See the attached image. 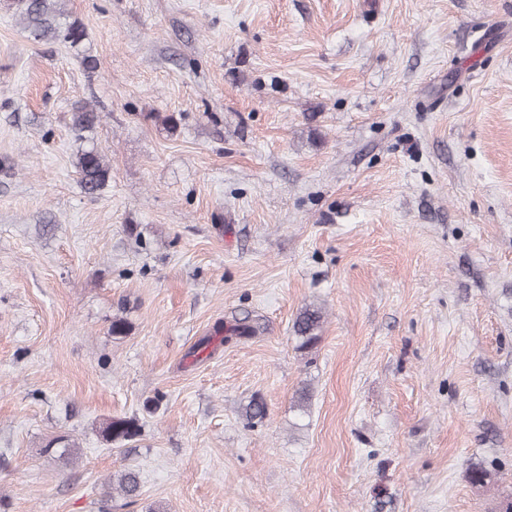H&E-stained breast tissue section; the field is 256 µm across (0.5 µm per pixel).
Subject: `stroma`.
<instances>
[{
  "label": "stroma",
  "mask_w": 512,
  "mask_h": 512,
  "mask_svg": "<svg viewBox=\"0 0 512 512\" xmlns=\"http://www.w3.org/2000/svg\"><path fill=\"white\" fill-rule=\"evenodd\" d=\"M63 5L76 51L0 0V512H101L130 464L125 512L512 496V0ZM98 116L81 103L74 109L72 127L77 140L83 142L76 153L75 168L84 192L90 196L99 194L111 178V171L95 144L84 135L95 127ZM86 143V144H84ZM323 313L318 307H305L294 321V332L300 341V348L307 349L319 339L318 330L321 328ZM139 433L140 427L134 418H112L101 428L103 439L118 447L133 441ZM107 487L110 491L106 492L107 499L112 498V490L126 500L128 507L136 504L140 496L139 474L130 468L115 473L107 481Z\"/></svg>",
  "instance_id": "1"
}]
</instances>
